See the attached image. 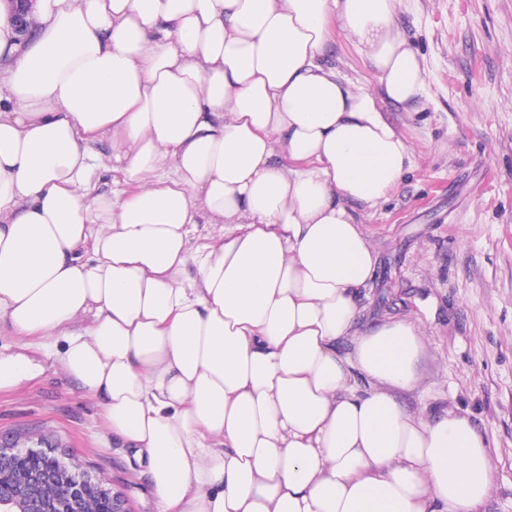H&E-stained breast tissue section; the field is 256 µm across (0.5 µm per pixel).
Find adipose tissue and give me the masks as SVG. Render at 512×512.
Masks as SVG:
<instances>
[{
  "label": "adipose tissue",
  "mask_w": 512,
  "mask_h": 512,
  "mask_svg": "<svg viewBox=\"0 0 512 512\" xmlns=\"http://www.w3.org/2000/svg\"><path fill=\"white\" fill-rule=\"evenodd\" d=\"M398 6L0 0V325L23 338L0 391L58 366L157 512H475L491 492L470 419L398 397L417 323H360L361 216L414 164L378 99L426 91ZM336 31L377 87L324 63Z\"/></svg>",
  "instance_id": "1"
}]
</instances>
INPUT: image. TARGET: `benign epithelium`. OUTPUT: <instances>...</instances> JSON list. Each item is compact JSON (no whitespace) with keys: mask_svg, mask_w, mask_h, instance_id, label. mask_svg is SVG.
Instances as JSON below:
<instances>
[{"mask_svg":"<svg viewBox=\"0 0 512 512\" xmlns=\"http://www.w3.org/2000/svg\"><path fill=\"white\" fill-rule=\"evenodd\" d=\"M45 486L56 494H40ZM91 501L132 512L122 492L79 470L46 435L0 436V512H86Z\"/></svg>","mask_w":512,"mask_h":512,"instance_id":"7a95c632","label":"benign epithelium"}]
</instances>
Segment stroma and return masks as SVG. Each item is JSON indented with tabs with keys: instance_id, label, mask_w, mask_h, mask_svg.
I'll list each match as a JSON object with an SVG mask.
<instances>
[{
	"instance_id": "obj_1",
	"label": "stroma",
	"mask_w": 512,
	"mask_h": 512,
	"mask_svg": "<svg viewBox=\"0 0 512 512\" xmlns=\"http://www.w3.org/2000/svg\"><path fill=\"white\" fill-rule=\"evenodd\" d=\"M397 24L424 59L427 94L410 105L380 102L415 165L362 217L378 264L361 323L419 320L420 382L400 399L471 419L496 460L480 512H512V0H401ZM327 61L376 83L343 35ZM100 412L50 370L0 393V434H46L78 468L124 493L132 512H156L142 467L112 443Z\"/></svg>"
}]
</instances>
